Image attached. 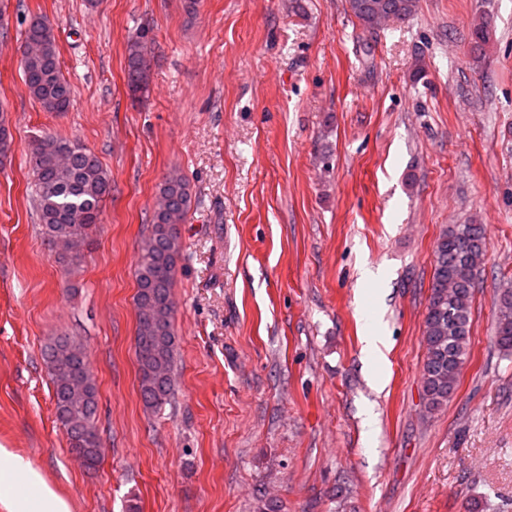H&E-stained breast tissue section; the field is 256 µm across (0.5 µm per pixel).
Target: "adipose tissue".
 <instances>
[{
    "label": "adipose tissue",
    "instance_id": "1",
    "mask_svg": "<svg viewBox=\"0 0 512 512\" xmlns=\"http://www.w3.org/2000/svg\"><path fill=\"white\" fill-rule=\"evenodd\" d=\"M0 506L6 512H69V505L24 456L0 448Z\"/></svg>",
    "mask_w": 512,
    "mask_h": 512
}]
</instances>
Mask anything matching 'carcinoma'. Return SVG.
<instances>
[{
  "mask_svg": "<svg viewBox=\"0 0 512 512\" xmlns=\"http://www.w3.org/2000/svg\"><path fill=\"white\" fill-rule=\"evenodd\" d=\"M418 0H348V7L363 30L371 32L383 20L405 21L414 15ZM23 77L29 94L46 112L69 111L70 84L58 59L54 30L45 19L33 18L25 30ZM148 42L132 40L127 47V85L136 94L147 89L144 66ZM34 195L41 231L47 243L67 245V260L80 261L89 233L100 222L103 201L112 195V180L98 158L67 138L47 135L35 141L30 153ZM192 208L184 178L169 173L160 183L150 218V229L140 245L135 270L136 358L138 394L147 408L160 410L174 397L177 336L173 323V286L182 253L178 225ZM434 273L424 318L426 355L423 393L428 408L448 402L456 389L467 358L473 328L471 300L478 269L486 255L483 226L454 224L438 237ZM499 348L512 352V289L499 297L496 318ZM52 375L56 419L70 448H78L95 469L102 461L96 433L98 392L82 346L59 336L43 352Z\"/></svg>",
  "mask_w": 512,
  "mask_h": 512,
  "instance_id": "obj_1",
  "label": "carcinoma"
}]
</instances>
